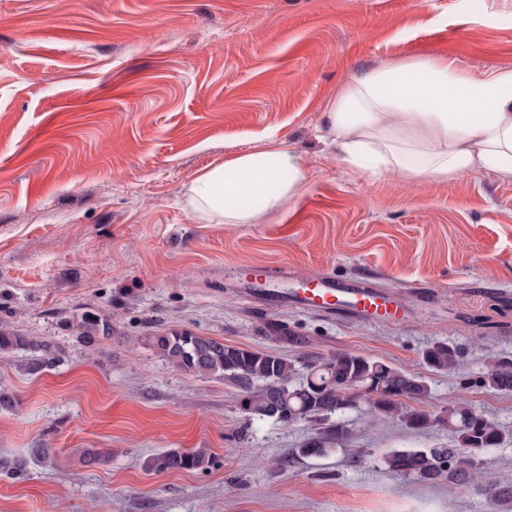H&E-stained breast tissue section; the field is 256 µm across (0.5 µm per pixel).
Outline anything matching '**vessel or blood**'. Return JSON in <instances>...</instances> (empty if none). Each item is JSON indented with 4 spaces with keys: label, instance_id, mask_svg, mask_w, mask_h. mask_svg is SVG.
Listing matches in <instances>:
<instances>
[{
    "label": "vessel or blood",
    "instance_id": "vessel-or-blood-1",
    "mask_svg": "<svg viewBox=\"0 0 512 512\" xmlns=\"http://www.w3.org/2000/svg\"><path fill=\"white\" fill-rule=\"evenodd\" d=\"M281 278L278 268L259 266L242 277L241 282L244 288L255 290ZM291 301L345 320L392 321L397 317V307L388 293L326 274L311 278L305 287L297 289Z\"/></svg>",
    "mask_w": 512,
    "mask_h": 512
}]
</instances>
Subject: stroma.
<instances>
[{
	"mask_svg": "<svg viewBox=\"0 0 512 512\" xmlns=\"http://www.w3.org/2000/svg\"><path fill=\"white\" fill-rule=\"evenodd\" d=\"M416 58L511 70L512 0H0V322L36 344L0 360L15 400L0 408V512H512L384 464L451 446L447 428L351 411L338 451L299 457L324 423L250 419L230 384L146 341L188 329L291 359L353 351L423 375L426 411L463 399L512 432V394L478 383L512 360V182L370 178L321 137L343 87ZM268 138L306 160L301 193L255 224L187 208L198 172ZM248 265L280 267L284 291L323 273L379 288L408 316L246 297ZM87 312L111 324L90 344ZM436 341L465 346V363L429 372ZM44 347L51 364L27 371ZM44 444L47 470L29 460ZM167 448L212 461L148 473ZM92 449L108 461L85 465Z\"/></svg>",
	"mask_w": 512,
	"mask_h": 512,
	"instance_id": "1",
	"label": "stroma"
}]
</instances>
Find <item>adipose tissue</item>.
<instances>
[{
  "label": "adipose tissue",
  "mask_w": 512,
  "mask_h": 512,
  "mask_svg": "<svg viewBox=\"0 0 512 512\" xmlns=\"http://www.w3.org/2000/svg\"><path fill=\"white\" fill-rule=\"evenodd\" d=\"M324 117L342 160L360 174L443 182L487 170L512 181V70L476 78L440 59L389 62L339 91ZM308 177L302 156L256 147L195 176L186 205L209 224H251Z\"/></svg>",
  "instance_id": "1"
}]
</instances>
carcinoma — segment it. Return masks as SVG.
Wrapping results in <instances>:
<instances>
[{
    "mask_svg": "<svg viewBox=\"0 0 512 512\" xmlns=\"http://www.w3.org/2000/svg\"><path fill=\"white\" fill-rule=\"evenodd\" d=\"M81 338L91 344L97 335L109 334L108 322L85 315ZM157 355L178 368L229 382L241 396V406L260 420L284 425L302 420L326 421L353 409L363 418H393L414 431L436 424L448 427L455 444L450 448L393 450L383 460L389 469L416 475L428 482L446 481L469 487L493 502L512 500V485L484 483L476 471L477 456L502 445L507 434L501 426L465 401L448 408L445 415H432L412 404L422 403L430 393L426 379L383 361L351 351L301 364L281 354L246 349L199 336L189 330L158 331L146 337ZM33 346V342L9 325L0 323V357ZM427 368L448 372L461 365L460 347L438 341L423 354ZM492 391L512 393V360L492 362L480 377ZM345 433L344 425L326 431L297 449L300 457H323L332 452L334 440ZM205 448H171L150 458L147 470L156 474L202 469L210 463Z\"/></svg>",
    "mask_w": 512,
    "mask_h": 512,
    "instance_id": "obj_1",
    "label": "carcinoma"
}]
</instances>
